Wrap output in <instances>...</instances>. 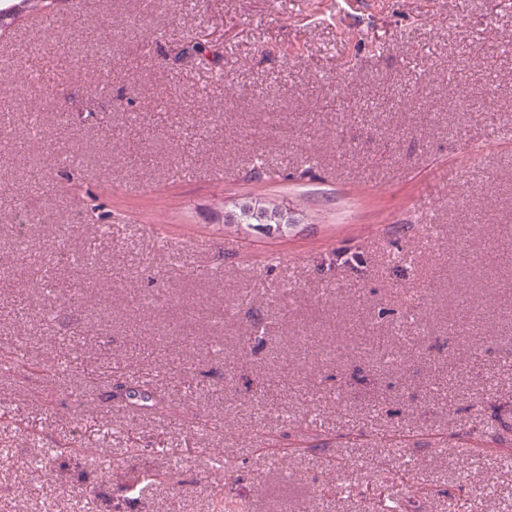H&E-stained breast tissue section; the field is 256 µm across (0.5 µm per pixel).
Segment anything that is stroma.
Returning <instances> with one entry per match:
<instances>
[{"label":"stroma","instance_id":"obj_1","mask_svg":"<svg viewBox=\"0 0 512 512\" xmlns=\"http://www.w3.org/2000/svg\"><path fill=\"white\" fill-rule=\"evenodd\" d=\"M79 19L39 91L0 70V128L43 116L0 156V512H512V0H57L0 63ZM39 163L35 247L112 258L48 268V323ZM225 223L228 224H247V226H264L269 231L277 232L286 231L288 229L287 221L282 223V214L278 211L271 210L263 206L245 204L239 208L238 212L225 214Z\"/></svg>","mask_w":512,"mask_h":512}]
</instances>
